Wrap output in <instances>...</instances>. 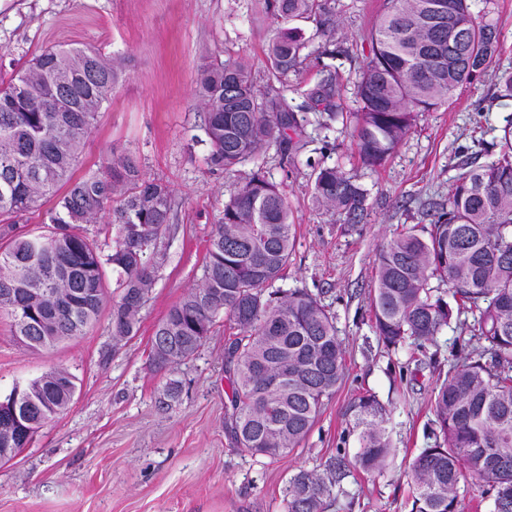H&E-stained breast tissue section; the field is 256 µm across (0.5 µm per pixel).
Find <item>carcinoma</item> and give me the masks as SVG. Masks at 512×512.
<instances>
[{
    "mask_svg": "<svg viewBox=\"0 0 512 512\" xmlns=\"http://www.w3.org/2000/svg\"><path fill=\"white\" fill-rule=\"evenodd\" d=\"M272 20L265 66L279 83L314 58L326 76L293 106L257 89L250 61L212 60L200 67L198 96L210 164L226 172L253 165L208 241L200 283L173 304L152 337V362L169 370L192 357L224 316L234 334L225 347L231 386V433L253 456H280L305 439L344 376L333 316L306 288L277 286L294 249V217L284 189L270 181L260 151L282 157L307 145V113L317 126L340 121L362 167L374 170L396 151L422 112L448 104L498 54L499 33L478 0H387L359 68L356 108L336 100L339 70L324 63L336 24L330 0H254ZM297 21L315 24L306 35ZM125 70L121 58L85 49L47 48L9 80L0 77V312L13 335L43 348L83 336L98 320L106 270L117 274L112 337L137 333L140 312L167 260L175 200L126 154L74 177L98 113ZM492 160L464 169L430 224L402 229L380 248L369 297L371 328L387 349L422 343L455 326L469 332L460 355L433 391L439 433L408 465L411 512H459L461 467L484 483L492 512H512V121L491 143ZM312 204L364 218L368 190L356 176L309 163ZM56 197L43 233L19 230L18 218ZM108 214L110 249L85 225ZM469 313L473 322L461 319ZM51 370L21 388L19 401L48 422L73 394ZM361 427L355 466L382 471L391 456L375 396L352 405ZM336 469L301 470L284 489L287 512H326Z\"/></svg>",
    "mask_w": 512,
    "mask_h": 512,
    "instance_id": "obj_1",
    "label": "carcinoma"
}]
</instances>
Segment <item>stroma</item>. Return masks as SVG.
<instances>
[{"mask_svg":"<svg viewBox=\"0 0 512 512\" xmlns=\"http://www.w3.org/2000/svg\"><path fill=\"white\" fill-rule=\"evenodd\" d=\"M253 0H0V76L10 77L44 49L94 47L125 58V76L97 117L78 166L96 170L112 152L132 154L147 177L176 200L168 256L140 327L112 347L111 306L84 336L31 350L0 316V397L50 369L67 368L77 390L70 408L46 423L17 457L0 463V512H285L283 490L300 470L345 460L328 512H411L408 463L435 437L430 397L458 351L457 334L389 350L369 321L377 255L393 233L447 200L464 164L486 162L474 143L512 117L496 99V70L512 68V0H490L500 54L447 106L420 115L397 151L377 170H361L368 216L350 226L315 208L308 159L351 165L354 146L339 127L308 126L309 143L288 165L277 146L263 156L294 212L296 246L282 285L317 294L334 314L344 377L301 442L275 458L238 448L228 426L231 388L223 325L171 371L151 364V339L169 308L197 284L209 237L224 204L243 183L239 172L210 169L196 95L201 65L234 56L253 64L266 89L263 49L271 21L255 20ZM384 0H338L333 66L356 69L370 52L369 34ZM180 383L168 396L169 381ZM375 395L394 456L382 472L353 467L360 430L351 410Z\"/></svg>","mask_w":512,"mask_h":512,"instance_id":"obj_1","label":"stroma"}]
</instances>
